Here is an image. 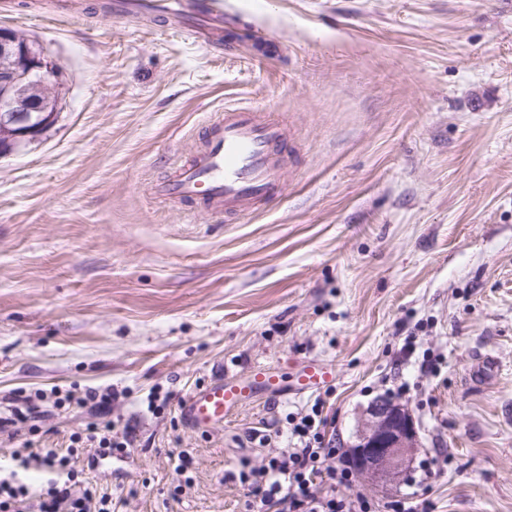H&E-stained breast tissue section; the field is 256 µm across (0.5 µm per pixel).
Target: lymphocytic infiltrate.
I'll return each mask as SVG.
<instances>
[{
	"instance_id": "obj_1",
	"label": "lymphocytic infiltrate",
	"mask_w": 512,
	"mask_h": 512,
	"mask_svg": "<svg viewBox=\"0 0 512 512\" xmlns=\"http://www.w3.org/2000/svg\"><path fill=\"white\" fill-rule=\"evenodd\" d=\"M75 402L95 409L98 421L71 435L66 454L30 452L21 457L18 468L1 471L0 512H116L111 496L80 479L76 462L86 450L102 459L125 456L135 433L130 428L116 431L112 424L111 390L89 387ZM327 423L323 400H315L293 424L284 448L240 473L247 512H417L411 494L378 505L361 492L349 458L337 455L325 442ZM24 470L41 474L40 484L22 479Z\"/></svg>"
}]
</instances>
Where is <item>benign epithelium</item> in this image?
<instances>
[{
	"mask_svg": "<svg viewBox=\"0 0 512 512\" xmlns=\"http://www.w3.org/2000/svg\"><path fill=\"white\" fill-rule=\"evenodd\" d=\"M0 54L10 58L11 77L0 84V157L36 140L53 124L58 102L46 104L27 95L33 80L56 90L63 76L51 56L34 50L28 40L9 28H0ZM353 452L357 473L371 482L385 483L402 476L418 447V432L407 409L380 402L367 408L350 441L341 444Z\"/></svg>",
	"mask_w": 512,
	"mask_h": 512,
	"instance_id": "benign-epithelium-1",
	"label": "benign epithelium"
}]
</instances>
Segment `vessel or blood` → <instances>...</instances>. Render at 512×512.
<instances>
[{"mask_svg": "<svg viewBox=\"0 0 512 512\" xmlns=\"http://www.w3.org/2000/svg\"><path fill=\"white\" fill-rule=\"evenodd\" d=\"M288 151L286 128L265 113L228 108L205 130L202 148L178 164L172 176L156 187L168 200L201 203L211 214L241 217L281 196L283 160ZM335 370L308 361L290 383L263 367L243 381L217 380L193 390L180 414L193 430L208 431L256 394L304 395L330 384Z\"/></svg>", "mask_w": 512, "mask_h": 512, "instance_id": "vessel-or-blood-1", "label": "vessel or blood"}]
</instances>
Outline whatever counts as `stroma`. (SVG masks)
I'll return each instance as SVG.
<instances>
[{
    "instance_id": "obj_1",
    "label": "stroma",
    "mask_w": 512,
    "mask_h": 512,
    "mask_svg": "<svg viewBox=\"0 0 512 512\" xmlns=\"http://www.w3.org/2000/svg\"><path fill=\"white\" fill-rule=\"evenodd\" d=\"M91 2L0 0V26L67 79L56 123L0 158V401L113 387L135 441L111 465L84 452V477L121 512H245L232 476L268 453L251 433L283 445L319 397L328 437H348L405 381L415 463L361 488L512 512V0H223L247 35L228 46ZM228 106L287 125L282 196L237 220L155 197ZM306 359L336 370L319 395L258 397L205 433L180 416L219 376ZM93 418L54 409L20 436L63 453Z\"/></svg>"
}]
</instances>
